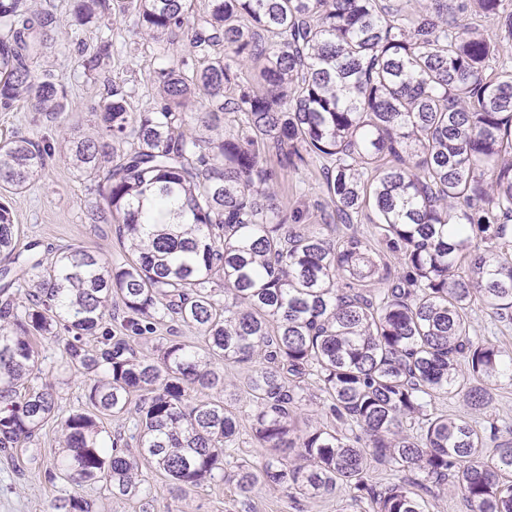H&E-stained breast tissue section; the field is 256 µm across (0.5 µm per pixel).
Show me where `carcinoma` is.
<instances>
[{"instance_id": "1", "label": "carcinoma", "mask_w": 512, "mask_h": 512, "mask_svg": "<svg viewBox=\"0 0 512 512\" xmlns=\"http://www.w3.org/2000/svg\"><path fill=\"white\" fill-rule=\"evenodd\" d=\"M465 7L423 0H76L72 25L128 22L156 46L154 105L133 110L125 81L89 106L93 135L65 138L64 159L97 178L92 224H116L128 257L113 266L68 247L50 267L24 255L0 202V451L32 441L55 415L35 340L71 333L65 355L93 377L96 410L63 419L56 470L76 484L106 480L141 492L140 462L178 488L260 482L349 509L428 512L453 489L468 512H512V442L492 425L439 407L480 409L512 356L475 334L480 304L512 322V10L475 0L499 39L471 28ZM60 23L29 0H0V108L17 102L58 120L72 108L62 78L40 66ZM120 49L103 33L81 55L108 70ZM232 116L208 137L218 113ZM131 148L119 153L114 142ZM55 149L34 136L0 140V189L18 193ZM318 166L336 224L284 210L265 162ZM372 224V239L353 226ZM27 305L16 311V296ZM135 336L170 317L204 346L171 339L155 358L109 332L87 350L112 303ZM244 365L248 409L193 401L225 390ZM310 379L326 407L301 416ZM129 416L106 444L99 415ZM263 450L224 471L243 427ZM133 442L135 451L128 449ZM380 466L390 472L381 482ZM58 512H91L71 497Z\"/></svg>"}]
</instances>
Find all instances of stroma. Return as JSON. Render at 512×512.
<instances>
[{"instance_id":"obj_1","label":"stroma","mask_w":512,"mask_h":512,"mask_svg":"<svg viewBox=\"0 0 512 512\" xmlns=\"http://www.w3.org/2000/svg\"><path fill=\"white\" fill-rule=\"evenodd\" d=\"M38 7L54 11L64 27L60 43L43 60L44 66L62 76L74 103L72 112L57 122L32 112L29 105L15 104L0 109V139L14 134L43 135L52 145H60L67 134L91 132L96 122L89 105L109 88L108 77L125 79L132 91L130 105L141 108L156 96L148 81L154 65V45L127 22L117 21L114 39L124 42L120 56L114 57L109 74L85 73L78 47L94 51L99 43L96 26L69 27L72 0H37ZM272 187L280 205L287 210H302L311 224L322 223L334 207L321 188L317 169L293 170L270 159ZM97 198L94 181L78 176L60 154L47 160L42 177L25 193L9 196L22 241L39 244L44 263L55 261L59 250L69 245H83L100 252L112 264H120L126 255L124 244L111 224H92L87 208ZM42 380L50 384L57 398L58 412L38 432L27 447L11 452L0 451V512H55L54 506L72 496L81 497L92 512H230L241 506L242 512H338L335 502L289 498L286 491L259 486L249 499H241L234 484L219 482L199 488L177 489L154 465L142 464V475L151 487L148 501L112 495L105 483L76 485L63 479L48 480L61 446V421L72 410L85 407L91 385L82 371L65 362L64 342L58 338L41 340L38 345ZM451 412L485 425L512 427V381L503 382L493 392L484 409H472L456 399L448 404Z\"/></svg>"}]
</instances>
